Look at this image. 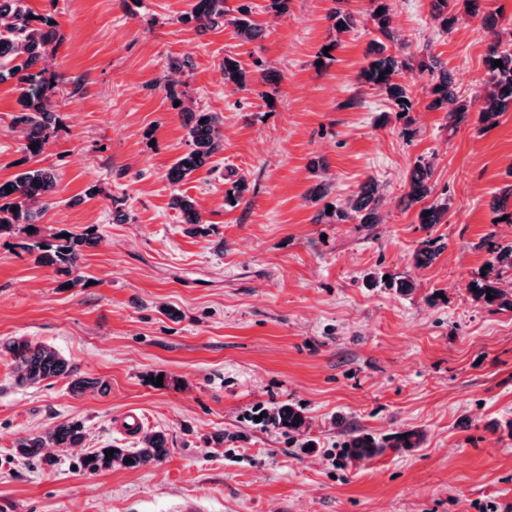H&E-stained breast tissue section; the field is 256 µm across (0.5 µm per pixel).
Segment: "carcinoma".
Masks as SVG:
<instances>
[{
	"label": "carcinoma",
	"instance_id": "carcinoma-1",
	"mask_svg": "<svg viewBox=\"0 0 512 512\" xmlns=\"http://www.w3.org/2000/svg\"><path fill=\"white\" fill-rule=\"evenodd\" d=\"M370 13L380 34L389 42L397 41L392 30V20L387 0H371ZM456 0H431V15L444 31L451 30L457 23ZM34 18H29V15ZM228 9L224 0H195L191 11L181 17V22L193 25L200 31L215 29L224 25ZM483 27L488 39L485 56V79L477 87L474 98L461 99L452 89V78L448 68L441 65L435 56L419 63L421 69L432 76L430 109H444L447 112L448 129L455 131L466 123L475 104L479 123L489 128L497 123L498 117L512 109V31L504 30L499 17L494 12L482 15ZM328 19L336 34L350 32L357 25L356 16L339 6L330 10ZM237 35L246 41H256L263 37V28L253 19V6L249 0L236 8V15L229 20ZM60 43L59 22L52 15L33 14L26 0H0V81L8 78L18 80L21 115L16 123L22 126L25 139V152L30 156L41 155L50 143L60 119L54 111L52 99L56 94V84L47 69L40 66L49 50ZM404 46L396 47V52L376 41L368 48L367 64L360 70V83L383 92L400 112L412 109L409 90L397 80L402 70L413 65L412 57L403 54ZM502 61L503 67L493 65ZM224 82L232 83L239 89L247 87V72L238 61L224 58ZM185 126L190 151L181 156L170 167L167 178L177 185L194 171L205 166L218 152L224 150V135L221 132L220 117L214 112H186ZM433 163L419 159L410 171L407 180L408 204L421 205L418 217L422 224H441L448 212V203L429 202L434 192L432 177ZM57 177L54 170L28 168L12 179L0 183V235L17 233L23 224L32 225L42 212L45 198L54 191ZM10 190H5V187ZM383 194L377 182L369 177L358 191L347 199L345 206L336 211V220L354 221L358 224H378V211ZM172 208L178 210L181 223L195 231L201 228L203 216L191 198L176 193L172 196ZM430 212L424 216V212ZM96 239L95 234L85 232L71 234L67 238L60 233L50 235V240H34L25 245L28 252L38 253V261L49 266H64L69 272L78 269L83 247ZM489 273L497 268H512V243L507 245L491 243ZM473 299L487 305L504 306L512 304V294L498 286L497 279H482L471 292ZM493 299H487V296ZM9 355L15 364L18 376L16 385L21 387L39 385L59 377L70 378V388L81 392L96 382L77 376L74 368L58 351L43 345H34L26 340H0V356ZM271 423L288 431H297L304 424V418L295 408L281 405L269 414ZM83 426L68 420L58 422L53 428L36 432L18 441L16 453L24 458H33L45 448H76L84 441ZM421 443V435L415 432L398 435L390 448H414ZM387 446L368 436H355L349 444V454L357 459H370L382 454ZM168 453L167 439L156 433L146 439L144 446L135 452L124 448L114 449L113 455L105 454L101 448L92 452L84 466L92 472L112 468L119 463L138 468L162 460Z\"/></svg>",
	"mask_w": 512,
	"mask_h": 512
}]
</instances>
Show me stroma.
Masks as SVG:
<instances>
[{
    "label": "stroma",
    "mask_w": 512,
    "mask_h": 512,
    "mask_svg": "<svg viewBox=\"0 0 512 512\" xmlns=\"http://www.w3.org/2000/svg\"><path fill=\"white\" fill-rule=\"evenodd\" d=\"M251 2L264 36L245 43L229 25L182 23L193 0H28L60 23L46 67L61 122L29 158L18 82L0 81V181L54 169L33 233L98 237L72 275L25 250L33 233L0 237V339L51 346L94 385L19 387L0 358V512H512V308L469 291L490 242L512 241L493 208L502 197L512 209V111L452 132L429 109L419 66L399 76L407 113L359 83L380 37L371 0H344L359 24L342 36L334 0H289L282 16ZM388 3L407 53L435 55L471 97L485 75L481 17L460 2L446 33L429 0ZM228 57L276 79L225 85ZM174 59L185 68L171 70ZM184 105L221 116L224 150L175 186L166 174L188 150ZM421 158L434 164V199L448 202L430 227L406 197ZM314 161L332 182L316 204ZM370 176L381 223L337 221ZM240 178L242 199L229 201ZM176 192L196 200L202 232L180 224ZM430 239L442 250L416 266ZM405 276L411 292L385 284ZM283 404L301 410V432L263 421ZM131 408L143 424L125 433ZM66 419L81 423L82 446L15 454L17 440ZM410 430L419 447L346 455L355 435ZM157 432L160 462L82 466Z\"/></svg>",
    "instance_id": "stroma-1"
}]
</instances>
